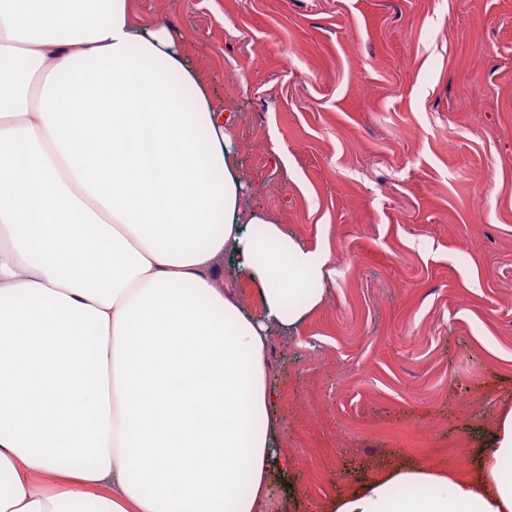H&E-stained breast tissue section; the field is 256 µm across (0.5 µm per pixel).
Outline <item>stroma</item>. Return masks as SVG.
<instances>
[{
  "mask_svg": "<svg viewBox=\"0 0 512 512\" xmlns=\"http://www.w3.org/2000/svg\"><path fill=\"white\" fill-rule=\"evenodd\" d=\"M134 5L228 118L243 208L329 257L267 351L296 490L267 512L474 468L512 402V0Z\"/></svg>",
  "mask_w": 512,
  "mask_h": 512,
  "instance_id": "35a3bbf8",
  "label": "stroma"
}]
</instances>
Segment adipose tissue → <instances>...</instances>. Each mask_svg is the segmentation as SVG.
Returning <instances> with one entry per match:
<instances>
[{"mask_svg": "<svg viewBox=\"0 0 512 512\" xmlns=\"http://www.w3.org/2000/svg\"><path fill=\"white\" fill-rule=\"evenodd\" d=\"M229 143L132 0H0V512H264L285 483L267 348L328 257L243 226ZM511 461L507 406L474 469L393 465L324 512H512ZM231 289L239 305L248 311H255L259 307L260 288L245 275L237 273L230 267L224 268V289Z\"/></svg>", "mask_w": 512, "mask_h": 512, "instance_id": "adipose-tissue-1", "label": "adipose tissue"}]
</instances>
